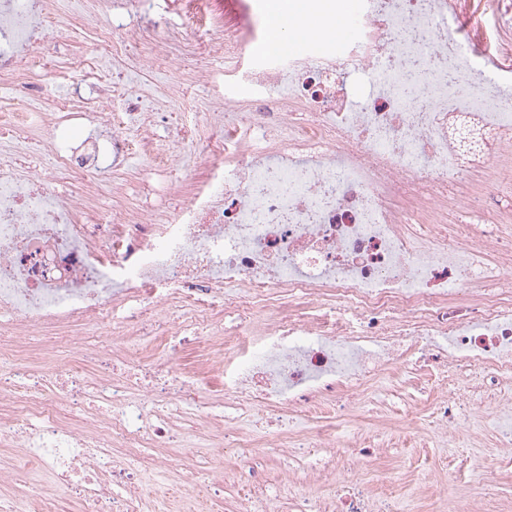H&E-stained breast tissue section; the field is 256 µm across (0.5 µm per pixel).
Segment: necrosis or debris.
<instances>
[{"instance_id": "obj_1", "label": "necrosis or debris", "mask_w": 512, "mask_h": 512, "mask_svg": "<svg viewBox=\"0 0 512 512\" xmlns=\"http://www.w3.org/2000/svg\"><path fill=\"white\" fill-rule=\"evenodd\" d=\"M459 0H363L354 37L314 56L281 52L249 71L245 100L215 99L214 60L238 54L244 29L225 14L205 40L164 37L199 64L173 82L141 54L150 0H84L67 38L91 42L82 74L57 92L58 0H0V445L23 449L76 512H169L147 498L183 436L165 408H236L215 455L254 469L255 408L317 414L358 401L396 367L453 374L462 391L435 401L433 434L455 446L494 424L492 464H512V45L481 62L463 46ZM103 24L85 25L86 17ZM420 81L410 96L397 85ZM212 113L223 156L190 200L166 213L101 210L119 197L133 156L171 168L152 115L187 90ZM121 93L123 109L97 108ZM496 203L492 221L473 200ZM473 221L452 224L449 209ZM268 313L260 340L245 326ZM68 353L54 391L28 337ZM141 375L137 388L111 369ZM276 448H364L388 436L320 425L282 428ZM302 512H396L367 483L340 477Z\"/></svg>"}]
</instances>
